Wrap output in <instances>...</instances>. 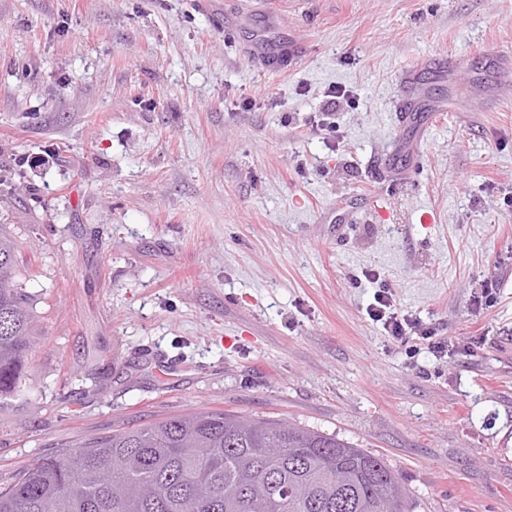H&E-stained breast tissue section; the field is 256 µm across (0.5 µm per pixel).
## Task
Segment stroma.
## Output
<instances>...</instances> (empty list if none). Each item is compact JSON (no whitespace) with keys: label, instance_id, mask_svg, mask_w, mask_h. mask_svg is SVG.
I'll return each instance as SVG.
<instances>
[{"label":"stroma","instance_id":"35a3bbf8","mask_svg":"<svg viewBox=\"0 0 512 512\" xmlns=\"http://www.w3.org/2000/svg\"><path fill=\"white\" fill-rule=\"evenodd\" d=\"M448 56L398 128L400 75ZM396 146L416 171L370 181ZM0 234L38 320L0 487L206 408L383 455L412 512H512V0H0ZM380 286L448 356L368 316Z\"/></svg>","mask_w":512,"mask_h":512}]
</instances>
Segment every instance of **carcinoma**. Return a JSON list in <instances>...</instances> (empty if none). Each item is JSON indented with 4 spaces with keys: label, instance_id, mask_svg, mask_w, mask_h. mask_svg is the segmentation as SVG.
Returning a JSON list of instances; mask_svg holds the SVG:
<instances>
[{
    "label": "carcinoma",
    "instance_id": "carcinoma-1",
    "mask_svg": "<svg viewBox=\"0 0 512 512\" xmlns=\"http://www.w3.org/2000/svg\"><path fill=\"white\" fill-rule=\"evenodd\" d=\"M21 276L0 235V398L33 348ZM0 512H409V496L383 456L334 434L195 410L39 458L0 491Z\"/></svg>",
    "mask_w": 512,
    "mask_h": 512
}]
</instances>
